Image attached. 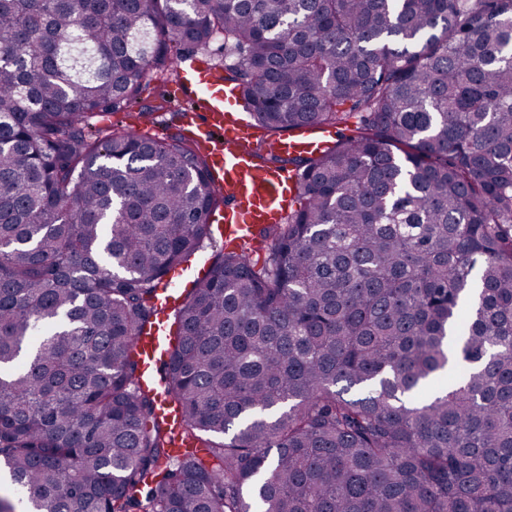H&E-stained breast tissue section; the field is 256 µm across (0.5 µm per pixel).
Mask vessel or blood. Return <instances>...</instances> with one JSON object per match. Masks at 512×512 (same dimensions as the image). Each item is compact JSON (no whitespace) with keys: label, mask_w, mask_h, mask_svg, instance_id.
<instances>
[{"label":"vessel or blood","mask_w":512,"mask_h":512,"mask_svg":"<svg viewBox=\"0 0 512 512\" xmlns=\"http://www.w3.org/2000/svg\"><path fill=\"white\" fill-rule=\"evenodd\" d=\"M188 83L197 106L185 111L184 134L204 146L210 171L217 174L225 196L224 210L208 216L207 221L217 225L225 241L258 247L260 230L284 223L288 216L297 192L294 173L269 165L245 147L246 128L235 114L241 91L225 83L219 71L193 62ZM335 137V128L305 126L274 140L273 148L285 158L305 156L324 149ZM180 296V281L169 280L158 302L156 323L135 338L141 382L151 381L166 358L171 332L166 312Z\"/></svg>","instance_id":"1"}]
</instances>
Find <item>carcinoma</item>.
<instances>
[{
	"instance_id": "cac0c4a2",
	"label": "carcinoma",
	"mask_w": 512,
	"mask_h": 512,
	"mask_svg": "<svg viewBox=\"0 0 512 512\" xmlns=\"http://www.w3.org/2000/svg\"><path fill=\"white\" fill-rule=\"evenodd\" d=\"M219 37L258 125L337 138L159 390L135 337L224 196L89 120ZM0 471L26 512H512V0H0Z\"/></svg>"
}]
</instances>
